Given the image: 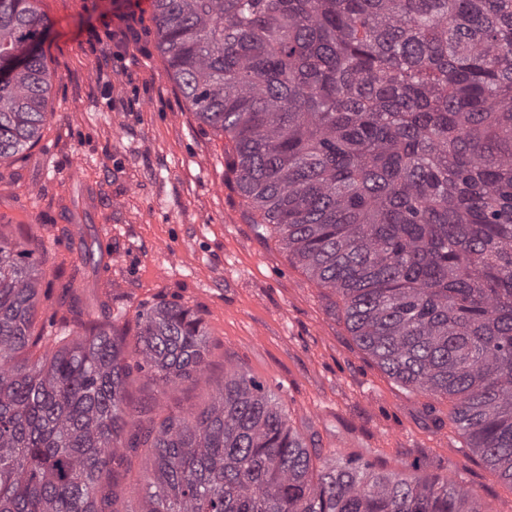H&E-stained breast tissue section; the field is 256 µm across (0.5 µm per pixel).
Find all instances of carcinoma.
Masks as SVG:
<instances>
[{"label": "carcinoma", "instance_id": "1", "mask_svg": "<svg viewBox=\"0 0 512 512\" xmlns=\"http://www.w3.org/2000/svg\"><path fill=\"white\" fill-rule=\"evenodd\" d=\"M159 48L224 134V183L343 304L359 345L450 402L467 447L512 483V0H153ZM46 18L0 0V160L47 120ZM0 235V512H117L116 473L148 451L133 512H494L450 477L325 460L279 399L234 367L213 403L128 405L201 374L202 319L140 305L126 335L56 347L43 277Z\"/></svg>", "mask_w": 512, "mask_h": 512}]
</instances>
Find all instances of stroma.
<instances>
[{"instance_id": "stroma-1", "label": "stroma", "mask_w": 512, "mask_h": 512, "mask_svg": "<svg viewBox=\"0 0 512 512\" xmlns=\"http://www.w3.org/2000/svg\"><path fill=\"white\" fill-rule=\"evenodd\" d=\"M51 24L48 119L37 145L0 164V227L29 234L52 292L39 315L63 336L82 331L61 301L108 302V318L135 338L140 305L175 301L208 331L200 377L164 390L133 374L126 399L165 411L207 408L237 367L263 381L293 427L323 454L359 457L374 470L451 476L479 488L494 512H512V485L467 448L449 403L425 410L360 349L342 312L274 239L258 238L237 191L224 182V138L203 124L172 80L148 0H34ZM81 164V178L67 172ZM100 207L82 208L84 190ZM80 216L62 238L63 218ZM105 242L104 270L80 266L81 241Z\"/></svg>"}]
</instances>
